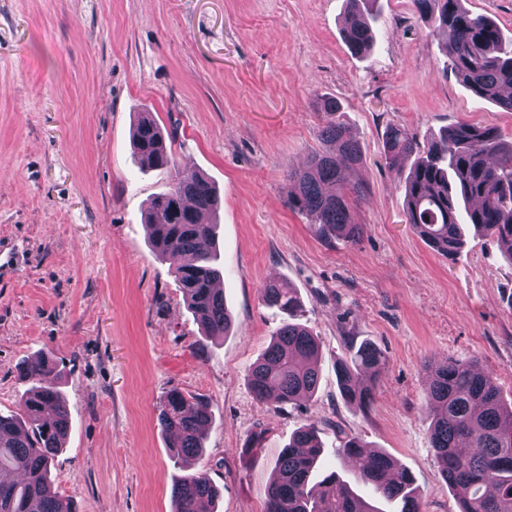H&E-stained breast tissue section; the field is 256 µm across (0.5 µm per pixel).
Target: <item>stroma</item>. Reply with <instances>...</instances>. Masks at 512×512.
<instances>
[{"label":"stroma","mask_w":512,"mask_h":512,"mask_svg":"<svg viewBox=\"0 0 512 512\" xmlns=\"http://www.w3.org/2000/svg\"><path fill=\"white\" fill-rule=\"evenodd\" d=\"M376 7L384 35L358 56L345 0H0V251L13 261L0 274V413L18 409L22 362L52 356L70 432L51 479L78 512H172L173 479L196 470L220 489L217 512H264L279 452L309 423L325 467L345 473L337 450L358 437L411 472L421 512H458L429 442L426 366L478 361L512 401V261L475 230L452 258L429 248L383 137L397 125L423 145L467 121L512 140V112L457 79L412 0ZM322 98L362 148L344 171L364 189L355 245L321 240L288 202V172L323 147ZM143 112L175 132L177 171L205 174L223 200L229 335L203 339L150 246L143 212L172 173L137 165ZM276 278L321 344L314 397L279 408L247 377L282 322L259 300ZM363 342L386 357L366 408L336 384L337 360ZM173 387L210 406L202 459H172L158 425ZM260 429L262 447H247Z\"/></svg>","instance_id":"1"}]
</instances>
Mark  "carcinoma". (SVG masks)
<instances>
[{
    "instance_id": "carcinoma-1",
    "label": "carcinoma",
    "mask_w": 512,
    "mask_h": 512,
    "mask_svg": "<svg viewBox=\"0 0 512 512\" xmlns=\"http://www.w3.org/2000/svg\"><path fill=\"white\" fill-rule=\"evenodd\" d=\"M370 0H346L344 39L354 54L369 53L377 41L376 16ZM429 34L444 41L451 70L473 94L512 111V43L490 18L462 7V0H413ZM322 152L287 176L290 205L306 215L325 241L342 237L354 244L363 226L351 221V206L361 198L358 187L344 186L343 169L362 160L357 141L347 135L341 106L320 102ZM166 133L148 112L133 129V148L142 167L175 166ZM384 154L399 169L417 155L406 178V223L436 253L453 257L462 247L466 226L493 237L512 258V141L497 128L459 122L420 146L405 128L386 132ZM222 198L203 175H176L171 187L150 202L145 225L155 253L169 262L188 309L205 335L224 336L232 318L224 303L215 225L201 215L215 213ZM263 304L277 309L283 322L262 356L248 371L254 397L280 404L312 398L319 381L318 338L293 321L301 307L288 282L270 280L260 289ZM385 365L383 353L365 343L336 363V380L345 402L362 406L370 399L363 374ZM430 443L441 473L454 491L459 512H512V406L504 404L492 375L477 363L448 359L428 364ZM32 383L21 396L19 412L0 414V472L19 479L0 480V512H73L71 502L53 489L49 473L69 427V410L58 390V371L44 355L24 363ZM158 425L168 447L181 458L202 455L212 424L207 402L177 387L159 402ZM323 448L313 424L297 430L280 452L266 488V512H379L336 472L314 479ZM357 482L399 505V512H419V498L409 470L382 451L364 450L349 436L339 450ZM218 491L207 473L197 470L172 485L173 512H215Z\"/></svg>"
}]
</instances>
